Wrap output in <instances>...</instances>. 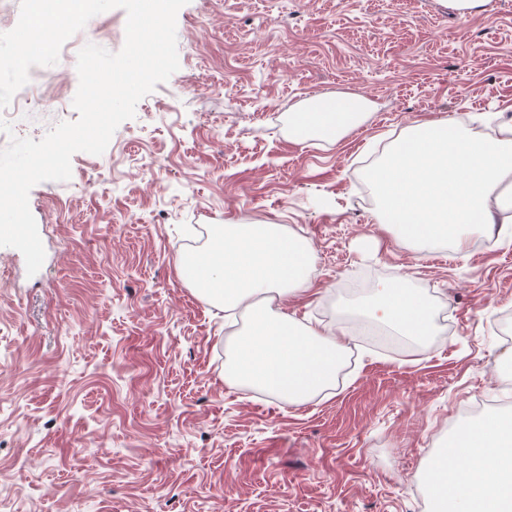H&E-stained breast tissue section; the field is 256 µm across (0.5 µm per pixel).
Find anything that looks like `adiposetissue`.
I'll return each mask as SVG.
<instances>
[{
    "instance_id": "adipose-tissue-1",
    "label": "adipose tissue",
    "mask_w": 512,
    "mask_h": 512,
    "mask_svg": "<svg viewBox=\"0 0 512 512\" xmlns=\"http://www.w3.org/2000/svg\"><path fill=\"white\" fill-rule=\"evenodd\" d=\"M371 104L332 98L295 112L292 135L335 137L361 124ZM381 224L422 249L462 246L481 224L512 223V118L477 135L446 119L407 128L368 173ZM314 255L278 224H221L203 252L184 257L181 277L215 306L247 315L245 331L225 347L226 380L301 404L330 389L344 333L303 324L277 301L307 293ZM364 312L416 338L431 335L434 311L393 280L376 288ZM431 512H512V420L489 416L461 427L426 463Z\"/></svg>"
}]
</instances>
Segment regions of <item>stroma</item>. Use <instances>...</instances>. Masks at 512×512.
I'll return each instance as SVG.
<instances>
[{
    "mask_svg": "<svg viewBox=\"0 0 512 512\" xmlns=\"http://www.w3.org/2000/svg\"><path fill=\"white\" fill-rule=\"evenodd\" d=\"M126 20L98 14L84 38L120 51ZM176 35L178 70L105 152L31 189L38 273L0 247V512H428L423 465L462 407L512 414V223L422 254L379 224L367 170L412 122L477 132L512 106V0H188ZM37 72L46 102L73 100L75 58ZM336 95L376 108L297 142L293 113ZM46 102L0 150L77 120ZM254 222L313 249L312 291L285 311L348 333L335 389L300 405L225 383L246 321L179 275L202 228ZM397 278L437 331L362 343L359 300Z\"/></svg>",
    "mask_w": 512,
    "mask_h": 512,
    "instance_id": "1",
    "label": "stroma"
}]
</instances>
